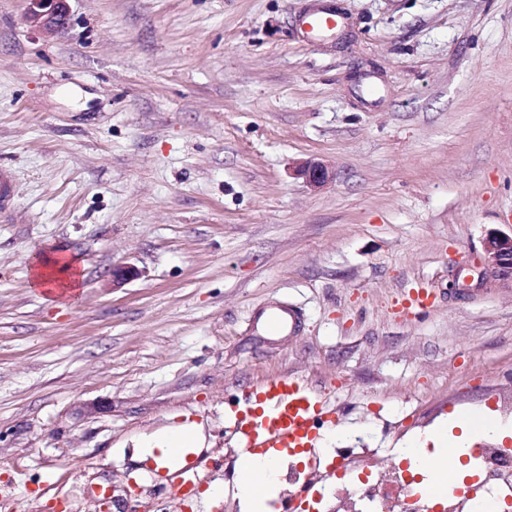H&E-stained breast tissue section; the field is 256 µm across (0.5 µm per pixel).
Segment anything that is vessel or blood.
<instances>
[{"label": "vessel or blood", "mask_w": 512, "mask_h": 512, "mask_svg": "<svg viewBox=\"0 0 512 512\" xmlns=\"http://www.w3.org/2000/svg\"><path fill=\"white\" fill-rule=\"evenodd\" d=\"M341 22V16L330 5L308 11L301 19L313 42L333 35ZM264 325L269 333L278 334L297 329L299 317L294 311L282 309L271 312ZM245 401L236 414V430L246 459L276 448L314 447L319 425L327 418L321 396L288 374L268 378ZM152 462V480L179 491L192 490L200 464L190 449H154Z\"/></svg>", "instance_id": "1"}]
</instances>
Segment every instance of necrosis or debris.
I'll return each instance as SVG.
<instances>
[{
	"label": "necrosis or debris",
	"mask_w": 512,
	"mask_h": 512,
	"mask_svg": "<svg viewBox=\"0 0 512 512\" xmlns=\"http://www.w3.org/2000/svg\"><path fill=\"white\" fill-rule=\"evenodd\" d=\"M469 494L437 497L425 477L403 469L375 448H349L333 458L328 473L288 470L293 512H512V448L488 442L473 456Z\"/></svg>",
	"instance_id": "4bbe7bcc"
}]
</instances>
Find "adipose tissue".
I'll list each match as a JSON object with an SVG mask.
<instances>
[{"mask_svg":"<svg viewBox=\"0 0 512 512\" xmlns=\"http://www.w3.org/2000/svg\"><path fill=\"white\" fill-rule=\"evenodd\" d=\"M81 281L77 265L66 254L46 252L35 256L33 260L32 285L42 291L65 288L69 292H77ZM453 426L460 433L452 437L448 434L449 427L440 426L430 431L427 436L434 448L433 453L405 447L404 458L410 460L413 468L429 470L440 487H447L459 480L462 466L459 458L449 457L448 445L465 448L474 436L490 434L492 431L487 419L471 420L470 417L457 416ZM201 448L205 445V436L201 426L186 423L168 428L160 432L139 438L137 448L150 451L154 448H172L175 446ZM277 460L273 457L252 460L242 469L243 480L240 493L243 512H264L267 501L271 498L277 476Z\"/></svg>","mask_w":512,"mask_h":512,"instance_id":"adipose-tissue-1","label":"adipose tissue"}]
</instances>
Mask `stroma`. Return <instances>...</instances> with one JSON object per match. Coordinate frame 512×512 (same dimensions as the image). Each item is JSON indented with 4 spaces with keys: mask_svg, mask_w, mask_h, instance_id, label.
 Listing matches in <instances>:
<instances>
[{
    "mask_svg": "<svg viewBox=\"0 0 512 512\" xmlns=\"http://www.w3.org/2000/svg\"><path fill=\"white\" fill-rule=\"evenodd\" d=\"M332 2L311 43L314 0H68L52 33L0 0V512H96L92 484L110 512H241L235 410L285 372L353 448L472 409L512 445V283L448 288L512 235V0ZM49 250L72 299L31 286ZM273 305L296 333L258 327ZM188 420L183 498L134 442ZM325 7L311 10L302 16L301 23L307 30L311 42H316L333 35L342 23V17L336 13L333 6L322 4ZM297 172L312 188H320L331 179V172L328 167L314 159L301 162ZM81 281L77 265L64 253L46 252L33 260L32 286L48 293L51 288L77 292Z\"/></svg>",
    "mask_w": 512,
    "mask_h": 512,
    "instance_id": "stroma-1",
    "label": "stroma"
}]
</instances>
